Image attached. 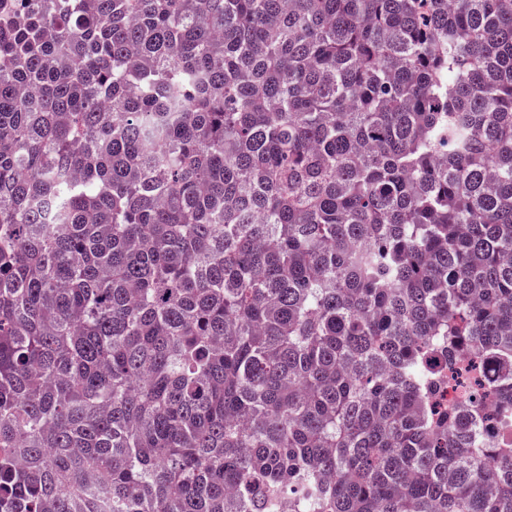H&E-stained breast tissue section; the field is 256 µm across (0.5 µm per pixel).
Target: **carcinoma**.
I'll list each match as a JSON object with an SVG mask.
<instances>
[{
    "instance_id": "carcinoma-1",
    "label": "carcinoma",
    "mask_w": 512,
    "mask_h": 512,
    "mask_svg": "<svg viewBox=\"0 0 512 512\" xmlns=\"http://www.w3.org/2000/svg\"><path fill=\"white\" fill-rule=\"evenodd\" d=\"M283 498L512 512V0H0V512Z\"/></svg>"
}]
</instances>
